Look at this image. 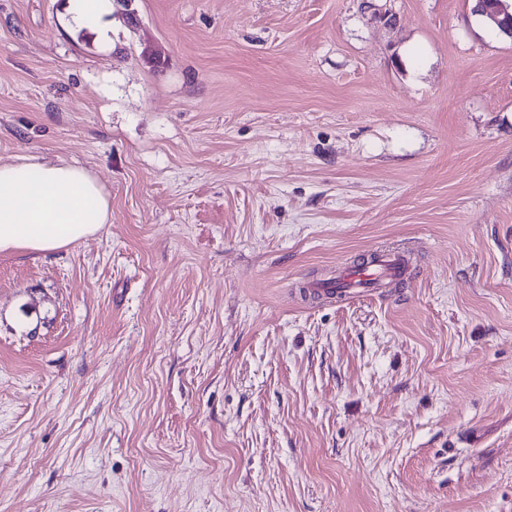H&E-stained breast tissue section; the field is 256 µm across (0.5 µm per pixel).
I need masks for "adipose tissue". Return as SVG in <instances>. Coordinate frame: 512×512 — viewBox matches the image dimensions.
I'll return each mask as SVG.
<instances>
[{
	"mask_svg": "<svg viewBox=\"0 0 512 512\" xmlns=\"http://www.w3.org/2000/svg\"><path fill=\"white\" fill-rule=\"evenodd\" d=\"M111 203L84 168L33 158L0 164V253H51L98 232Z\"/></svg>",
	"mask_w": 512,
	"mask_h": 512,
	"instance_id": "ef3b65f1",
	"label": "adipose tissue"
}]
</instances>
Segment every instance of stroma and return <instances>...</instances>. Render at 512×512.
I'll return each mask as SVG.
<instances>
[{"label":"stroma","mask_w":512,"mask_h":512,"mask_svg":"<svg viewBox=\"0 0 512 512\" xmlns=\"http://www.w3.org/2000/svg\"><path fill=\"white\" fill-rule=\"evenodd\" d=\"M67 2L0 0V162L112 220L0 254V512H512V40L473 0H134L105 41ZM405 271L403 252L397 249L385 251L375 263L358 266H341L338 275L312 285L314 291L327 298H346L374 293L385 279L402 276Z\"/></svg>","instance_id":"35a3bbf8"}]
</instances>
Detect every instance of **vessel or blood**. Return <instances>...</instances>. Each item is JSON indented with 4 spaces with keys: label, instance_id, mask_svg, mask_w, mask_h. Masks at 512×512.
<instances>
[{
    "label": "vessel or blood",
    "instance_id": "obj_1",
    "mask_svg": "<svg viewBox=\"0 0 512 512\" xmlns=\"http://www.w3.org/2000/svg\"><path fill=\"white\" fill-rule=\"evenodd\" d=\"M405 258L402 251L390 249L385 251L376 262L343 266L337 276L329 280L315 283L314 291L329 298H346L376 292L384 280L403 275Z\"/></svg>",
    "mask_w": 512,
    "mask_h": 512
}]
</instances>
